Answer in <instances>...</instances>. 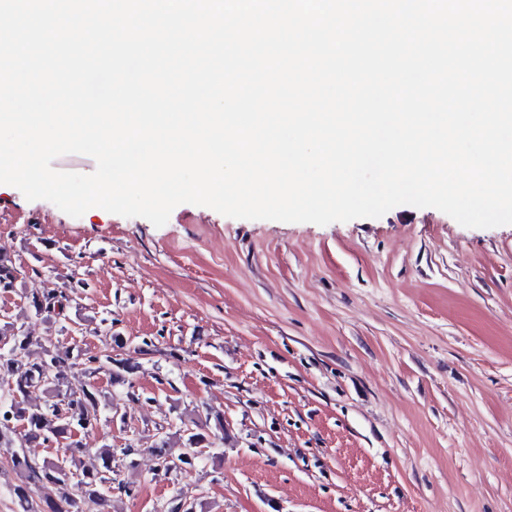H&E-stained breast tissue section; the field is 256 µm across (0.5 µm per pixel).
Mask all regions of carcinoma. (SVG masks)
Masks as SVG:
<instances>
[{
	"mask_svg": "<svg viewBox=\"0 0 512 512\" xmlns=\"http://www.w3.org/2000/svg\"><path fill=\"white\" fill-rule=\"evenodd\" d=\"M18 271L9 257L0 254V290L15 286ZM51 306L62 308L57 290L27 298L30 312L47 313ZM44 337L32 336L13 322L0 323V375L7 387H0V448L10 453L14 469L25 474V482L13 487L17 512H81L87 505L92 512H105L110 502L106 485L117 481L120 466L133 463L136 448H114L103 444L88 446L83 431L102 424V411L112 406V391L95 384L98 375L108 377L110 386L133 387L132 375L138 363L114 358L90 348L59 345L43 347ZM22 431H16V427ZM224 429L221 416H205L176 429L157 427L158 439L150 453L160 465L180 462L194 464L197 449L212 445L210 427ZM187 451L173 453L176 444ZM36 444L63 448V466L48 470L44 461L30 458L25 448ZM94 452L99 465L86 468L82 457ZM58 488V498L38 507L32 488L41 484Z\"/></svg>",
	"mask_w": 512,
	"mask_h": 512,
	"instance_id": "obj_1",
	"label": "carcinoma"
}]
</instances>
